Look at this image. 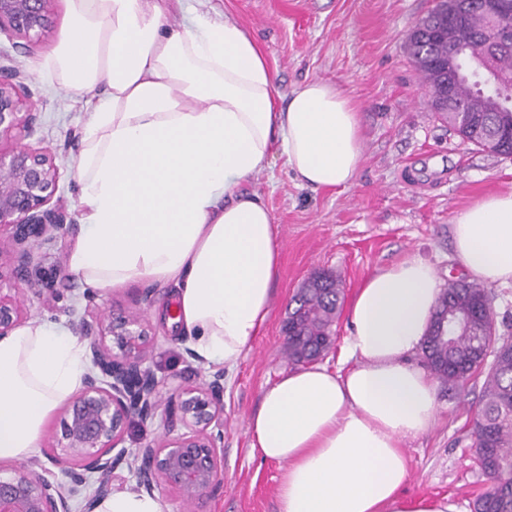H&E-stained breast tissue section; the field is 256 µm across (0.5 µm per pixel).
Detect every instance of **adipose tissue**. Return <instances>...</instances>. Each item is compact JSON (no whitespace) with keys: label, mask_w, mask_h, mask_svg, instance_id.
I'll use <instances>...</instances> for the list:
<instances>
[{"label":"adipose tissue","mask_w":512,"mask_h":512,"mask_svg":"<svg viewBox=\"0 0 512 512\" xmlns=\"http://www.w3.org/2000/svg\"><path fill=\"white\" fill-rule=\"evenodd\" d=\"M180 0H66L67 29L43 77L99 92L77 165L83 231L70 271L105 289L177 288L176 321L196 353L243 358L271 313L278 227L242 183L275 155L303 185L346 190L362 160L358 111L312 80L288 99L256 41L232 19L168 14ZM454 252L477 280L512 286V190L452 222ZM441 292L430 264L380 268L358 292L343 346L347 370L281 375L249 416L251 448L287 463L276 512H461L447 497H409L406 444L436 422L432 376L413 362ZM82 339L37 322L0 338V460L37 448L46 421L83 385ZM96 512H171L157 494L113 491Z\"/></svg>","instance_id":"ef3b65f1"}]
</instances>
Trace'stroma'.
I'll list each match as a JSON object with an SVG mask.
<instances>
[{
    "label": "stroma",
    "mask_w": 512,
    "mask_h": 512,
    "mask_svg": "<svg viewBox=\"0 0 512 512\" xmlns=\"http://www.w3.org/2000/svg\"><path fill=\"white\" fill-rule=\"evenodd\" d=\"M192 13L220 24L230 18L246 28L276 74V88L288 96L298 86L324 79L342 88L360 112L363 149L357 183L345 191L301 186L282 158L244 185L257 193L280 229V270L272 310L247 355L224 371V475L220 488L196 512H275L286 463L253 455L247 418L265 388L295 369L285 353L283 325L288 303L313 272L335 275L342 298L331 343L321 361L338 369L349 334V313L364 280L377 269L409 257L430 262L442 281L469 275L455 259L451 222L474 201L512 190V158L462 142L430 113V95L406 51L407 35L434 6L433 0H186ZM65 31L57 11L48 40L32 52L0 37V63L19 66L29 77L38 104L37 131L30 143L50 147L60 170L59 194L68 212L69 232L35 270L58 294L56 302L31 301L33 319L71 324L94 319L98 309L140 311L157 342L151 365L161 382L166 421L127 424L122 445L145 446L165 429L182 432L173 377L198 380L209 362H187L186 346L170 316L175 285L130 283L98 291L88 304L85 284L67 257L82 231L76 166L82 126L95 93L73 94L43 78L37 64ZM483 376L466 386H439L435 426L407 444L410 496L455 499L463 512L489 486L470 435L481 407Z\"/></svg>",
    "instance_id": "obj_1"
}]
</instances>
